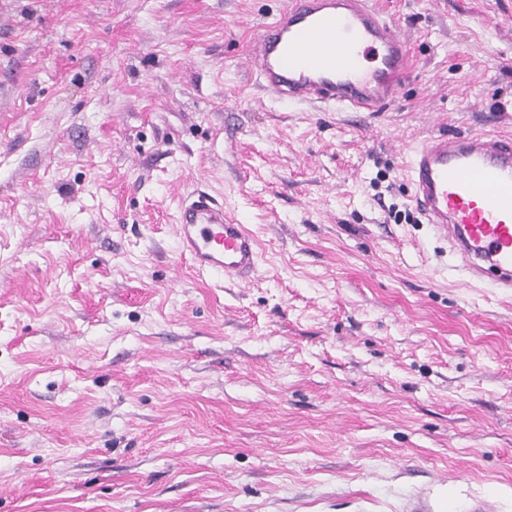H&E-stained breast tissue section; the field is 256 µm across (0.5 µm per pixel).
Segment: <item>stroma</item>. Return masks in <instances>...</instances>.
Segmentation results:
<instances>
[{"mask_svg": "<svg viewBox=\"0 0 512 512\" xmlns=\"http://www.w3.org/2000/svg\"><path fill=\"white\" fill-rule=\"evenodd\" d=\"M387 109L275 100L283 0H0V512H512V298L421 224L408 160L512 134V0H369ZM248 225L245 286L174 215ZM178 243L200 273H224V282L246 281L256 270L259 255L247 225L224 212V205L201 192L183 200L177 209Z\"/></svg>", "mask_w": 512, "mask_h": 512, "instance_id": "1", "label": "stroma"}]
</instances>
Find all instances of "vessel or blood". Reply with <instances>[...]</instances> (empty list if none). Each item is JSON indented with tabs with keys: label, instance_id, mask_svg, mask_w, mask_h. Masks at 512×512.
Masks as SVG:
<instances>
[{
	"label": "vessel or blood",
	"instance_id": "b4317fda",
	"mask_svg": "<svg viewBox=\"0 0 512 512\" xmlns=\"http://www.w3.org/2000/svg\"><path fill=\"white\" fill-rule=\"evenodd\" d=\"M265 90L293 105L375 112L413 71L401 29L368 0H285L245 57ZM412 201L448 240L468 278L512 296V136L493 131L427 135L410 162ZM178 243L201 273L238 284L256 270L254 236L205 193L177 209Z\"/></svg>",
	"mask_w": 512,
	"mask_h": 512
}]
</instances>
